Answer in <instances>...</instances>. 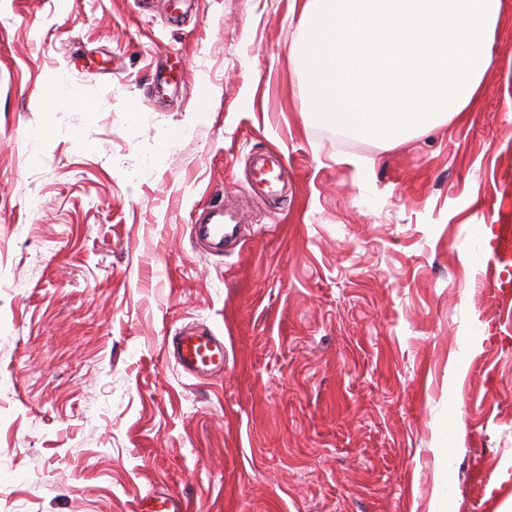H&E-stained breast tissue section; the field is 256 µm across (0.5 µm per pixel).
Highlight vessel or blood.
<instances>
[{"label":"vessel or blood","instance_id":"obj_1","mask_svg":"<svg viewBox=\"0 0 512 512\" xmlns=\"http://www.w3.org/2000/svg\"><path fill=\"white\" fill-rule=\"evenodd\" d=\"M237 224V219L228 216L223 206L214 205L208 208L196 236L217 247L234 234ZM167 350L176 365L190 375L217 372L224 368L223 337L207 336L193 327L183 328L173 336ZM187 509V503L181 498L162 493L147 497L141 504L140 512H187Z\"/></svg>","mask_w":512,"mask_h":512}]
</instances>
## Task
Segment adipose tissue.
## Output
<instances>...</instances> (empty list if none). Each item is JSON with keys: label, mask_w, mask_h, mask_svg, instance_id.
I'll return each mask as SVG.
<instances>
[{"label": "adipose tissue", "mask_w": 512, "mask_h": 512, "mask_svg": "<svg viewBox=\"0 0 512 512\" xmlns=\"http://www.w3.org/2000/svg\"><path fill=\"white\" fill-rule=\"evenodd\" d=\"M311 112L386 145L459 118L484 90L503 0H293Z\"/></svg>", "instance_id": "obj_1"}]
</instances>
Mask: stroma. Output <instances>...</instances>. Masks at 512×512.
<instances>
[{
    "label": "stroma",
    "instance_id": "35a3bbf8",
    "mask_svg": "<svg viewBox=\"0 0 512 512\" xmlns=\"http://www.w3.org/2000/svg\"><path fill=\"white\" fill-rule=\"evenodd\" d=\"M139 2L0 0V512H500L512 0L479 103L394 147L309 112L292 0ZM274 165H276L275 161L271 160V163L267 165L266 160L263 159L262 165L258 168V176L256 181L257 183L263 185V195L276 201L281 197L280 192L275 189L280 175L275 174ZM237 224V219L228 216L222 205H214L208 208L206 220L196 225V236L217 248L235 233ZM167 350L187 374L196 376L224 369L223 337L200 334L195 327H185L173 336ZM188 505L181 498L171 494H154L142 503L140 512H185Z\"/></svg>",
    "mask_w": 512,
    "mask_h": 512
}]
</instances>
